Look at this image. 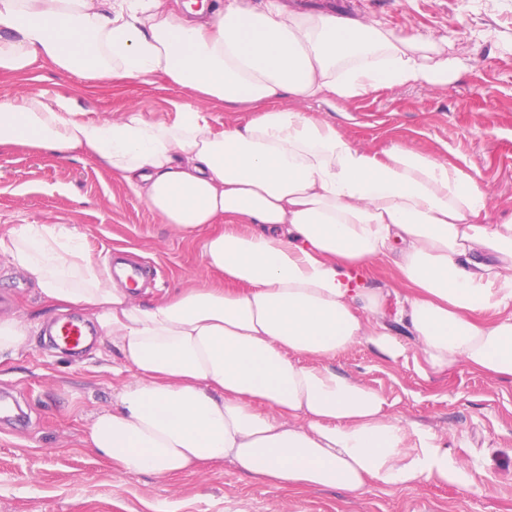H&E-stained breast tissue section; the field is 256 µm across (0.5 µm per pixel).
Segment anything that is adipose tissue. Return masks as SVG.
Masks as SVG:
<instances>
[{
	"mask_svg": "<svg viewBox=\"0 0 512 512\" xmlns=\"http://www.w3.org/2000/svg\"><path fill=\"white\" fill-rule=\"evenodd\" d=\"M443 39L380 21L223 0L198 23L168 0H0V73L46 61L103 82L162 78L254 117L213 127L192 103L82 120L61 101L0 99V146L104 161L164 223L202 243L220 288L145 304L118 287L64 224H22L0 252L58 309L87 307L128 379L92 421L89 448L125 474L171 478L227 460L280 487L438 481L476 485L443 438L391 415L384 395L332 362L361 342L406 347L382 322L385 293L348 271L392 257L407 292L397 320L432 369L512 380V217L448 162L400 145H353L306 103L447 86ZM288 98L291 108L277 107Z\"/></svg>",
	"mask_w": 512,
	"mask_h": 512,
	"instance_id": "adipose-tissue-1",
	"label": "adipose tissue"
}]
</instances>
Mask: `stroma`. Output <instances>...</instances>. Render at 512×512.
I'll list each match as a JSON object with an SVG mask.
<instances>
[{
  "instance_id": "1",
  "label": "stroma",
  "mask_w": 512,
  "mask_h": 512,
  "mask_svg": "<svg viewBox=\"0 0 512 512\" xmlns=\"http://www.w3.org/2000/svg\"><path fill=\"white\" fill-rule=\"evenodd\" d=\"M283 2L291 9L379 20L399 33L447 37L449 53L464 64L448 87H398L338 110L323 102L309 109L361 148L379 152L399 144L448 161L488 193V223L512 217V0ZM39 94L67 102L82 119L113 121L134 109L169 121L176 104L191 101L219 128L251 115L246 107L196 100L171 84L107 85L48 63L22 75L0 74V98ZM20 224L76 228L101 267L139 266L145 302L224 284L201 257L204 239L222 231V224L178 231L89 156L1 147L0 238ZM363 284L388 291L384 321L407 346V357L392 361L364 342L337 357V370L380 391L393 416L444 437L478 492L425 481L401 489L375 485L359 498L338 489H280L227 461L166 480L124 474L85 442L93 417L111 408L125 381L112 372L119 353L102 336L78 358L45 344L46 327L60 312L0 254V297L13 303L0 310V319L18 318L29 327L25 344L0 363V391L16 397L25 412L23 425L0 424V512H512V381L462 365L431 370L396 320V297L405 287L389 259L376 260Z\"/></svg>"
}]
</instances>
